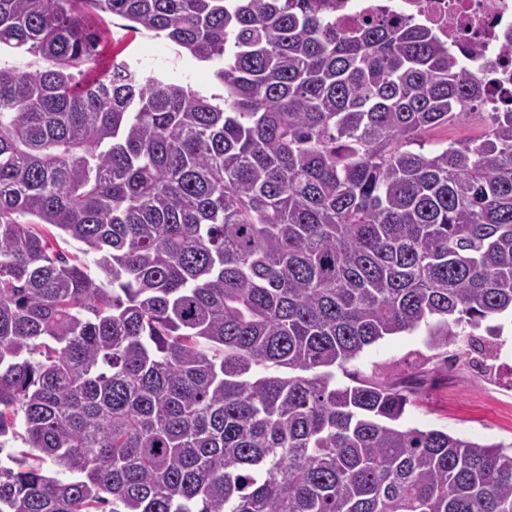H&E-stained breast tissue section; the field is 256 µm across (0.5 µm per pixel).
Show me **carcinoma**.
I'll list each match as a JSON object with an SVG mask.
<instances>
[{
    "mask_svg": "<svg viewBox=\"0 0 512 512\" xmlns=\"http://www.w3.org/2000/svg\"><path fill=\"white\" fill-rule=\"evenodd\" d=\"M81 4L212 64L221 102L83 79ZM341 6L0 0V47L51 62L0 67V449L61 474L0 465V512H512V450L401 425L421 380L336 379L423 324L499 358L512 107L405 149L484 81ZM485 126L477 117L463 113L454 123L440 128L432 129L422 134L411 147L413 151H420L419 145L424 146L423 152L438 148L450 141L477 139L484 134Z\"/></svg>",
    "mask_w": 512,
    "mask_h": 512,
    "instance_id": "carcinoma-1",
    "label": "carcinoma"
}]
</instances>
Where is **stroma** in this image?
<instances>
[{"instance_id":"obj_1","label":"stroma","mask_w":512,"mask_h":512,"mask_svg":"<svg viewBox=\"0 0 512 512\" xmlns=\"http://www.w3.org/2000/svg\"><path fill=\"white\" fill-rule=\"evenodd\" d=\"M83 18L98 29L102 40L94 71L103 73L113 57H121L146 75L191 82L206 95L220 96L223 85L211 68L189 53L178 50L149 33L125 30L121 18L85 9ZM484 124L471 115L422 134L418 145L431 150L483 135ZM501 355L492 372H483L478 353L461 345L445 351L431 350L425 329L388 336L365 350L350 365V371L380 379L416 377L423 389L403 417L408 427L437 428L480 442L512 443V328L501 336Z\"/></svg>"}]
</instances>
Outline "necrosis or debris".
Listing matches in <instances>:
<instances>
[{
    "label": "necrosis or debris",
    "mask_w": 512,
    "mask_h": 512,
    "mask_svg": "<svg viewBox=\"0 0 512 512\" xmlns=\"http://www.w3.org/2000/svg\"><path fill=\"white\" fill-rule=\"evenodd\" d=\"M387 20L428 27L486 84L484 111L512 103V0H343L337 27Z\"/></svg>",
    "instance_id": "necrosis-or-debris-1"
}]
</instances>
